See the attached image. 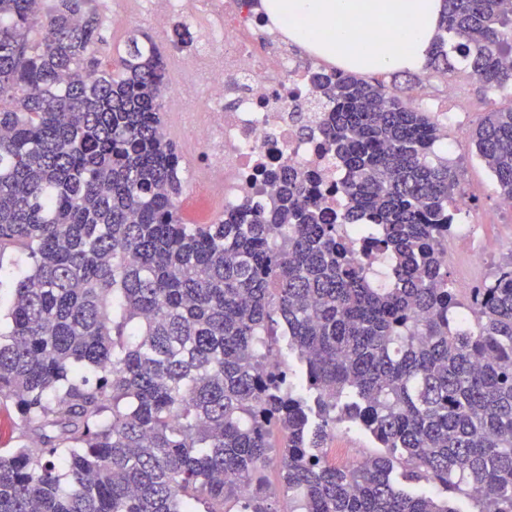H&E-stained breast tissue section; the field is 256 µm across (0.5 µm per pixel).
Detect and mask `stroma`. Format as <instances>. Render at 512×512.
I'll return each instance as SVG.
<instances>
[{
    "label": "stroma",
    "instance_id": "stroma-1",
    "mask_svg": "<svg viewBox=\"0 0 512 512\" xmlns=\"http://www.w3.org/2000/svg\"><path fill=\"white\" fill-rule=\"evenodd\" d=\"M113 12L129 14L126 27L109 28L107 37L112 44L123 40L127 29L138 28L148 33L166 59L170 86H177L183 74L176 60L178 52L173 43L172 28L158 29L144 17L136 15L132 0H112ZM378 81L390 87L392 91L402 92L408 105L429 112L431 116L447 112L454 115V122L442 125L443 139L438 143L439 151H452L460 160L458 169L461 174V192L467 198L470 220L476 234L483 239L508 242L512 239V214L497 209L499 196L494 181L475 153L471 134L485 119L488 112L507 107L512 99L502 94H493L481 89L479 82L469 75L456 76L457 91L447 96L436 74L429 68L399 73H381ZM512 260L507 251H500L482 264L471 263L466 255H457L448 264L451 281L465 280L469 287H477L486 278L492 276L497 268Z\"/></svg>",
    "mask_w": 512,
    "mask_h": 512
}]
</instances>
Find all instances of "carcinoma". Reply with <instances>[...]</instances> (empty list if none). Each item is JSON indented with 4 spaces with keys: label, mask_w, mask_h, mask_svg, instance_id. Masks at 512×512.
Instances as JSON below:
<instances>
[{
    "label": "carcinoma",
    "mask_w": 512,
    "mask_h": 512,
    "mask_svg": "<svg viewBox=\"0 0 512 512\" xmlns=\"http://www.w3.org/2000/svg\"><path fill=\"white\" fill-rule=\"evenodd\" d=\"M39 2L0 0V408L26 438L0 451V512H274L275 448L286 512H458L397 484L398 463L512 512V261L453 287L460 174L438 121L378 81L319 76L344 210L267 172L271 205L192 224L159 48L135 28L112 47L96 0ZM509 52L512 0H443L429 68L502 91ZM473 143L512 197V104ZM343 224L364 225L387 284ZM278 336L315 407L266 367ZM341 424L380 451L330 459Z\"/></svg>",
    "instance_id": "obj_1"
}]
</instances>
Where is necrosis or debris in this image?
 I'll list each match as a JSON object with an SVG mask.
<instances>
[{
  "label": "necrosis or debris",
  "mask_w": 512,
  "mask_h": 512,
  "mask_svg": "<svg viewBox=\"0 0 512 512\" xmlns=\"http://www.w3.org/2000/svg\"><path fill=\"white\" fill-rule=\"evenodd\" d=\"M136 2L155 27L182 17L203 31L202 46L178 58V92L205 101L184 113L183 125L202 147L207 199L227 208L269 199L265 172L285 169L324 210H339L341 173L324 148V115L306 109L317 98L315 65L297 62L284 40L258 47L265 20L241 0Z\"/></svg>",
  "instance_id": "obj_1"
}]
</instances>
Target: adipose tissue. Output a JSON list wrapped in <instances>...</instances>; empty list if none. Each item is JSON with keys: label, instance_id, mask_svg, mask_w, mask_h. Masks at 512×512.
Returning <instances> with one entry per match:
<instances>
[{"label": "adipose tissue", "instance_id": "ef3b65f1", "mask_svg": "<svg viewBox=\"0 0 512 512\" xmlns=\"http://www.w3.org/2000/svg\"><path fill=\"white\" fill-rule=\"evenodd\" d=\"M270 25L353 73L424 67L442 0H263Z\"/></svg>", "mask_w": 512, "mask_h": 512}]
</instances>
